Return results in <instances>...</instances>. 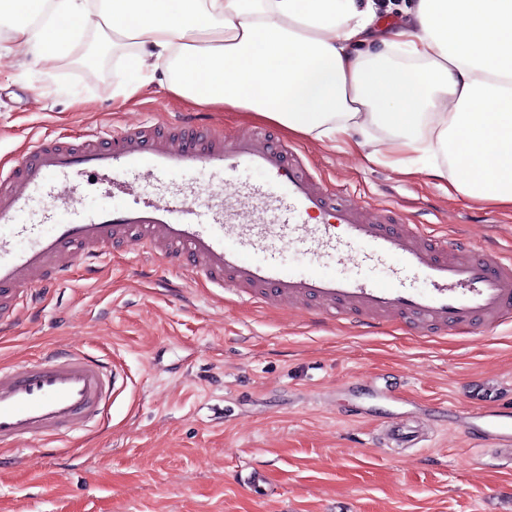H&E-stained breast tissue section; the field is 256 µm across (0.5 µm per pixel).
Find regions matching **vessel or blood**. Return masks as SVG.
Instances as JSON below:
<instances>
[{"mask_svg":"<svg viewBox=\"0 0 512 512\" xmlns=\"http://www.w3.org/2000/svg\"><path fill=\"white\" fill-rule=\"evenodd\" d=\"M93 174L111 186L99 202L82 189ZM130 244L314 324L377 331L397 320L468 334L512 321V254L500 246L432 234L354 197L331 202L301 153L266 130L227 134L186 115L164 128L42 138L0 172V334L37 290L69 281L79 265L94 274L106 248ZM124 379L76 348L1 366L0 447L65 441L105 423ZM461 422L475 445L512 457V403L464 411ZM421 438L393 414L375 441L410 448Z\"/></svg>","mask_w":512,"mask_h":512,"instance_id":"1","label":"vessel or blood"}]
</instances>
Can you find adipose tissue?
Segmentation results:
<instances>
[{"label":"adipose tissue","mask_w":512,"mask_h":512,"mask_svg":"<svg viewBox=\"0 0 512 512\" xmlns=\"http://www.w3.org/2000/svg\"><path fill=\"white\" fill-rule=\"evenodd\" d=\"M377 17L375 0H0L11 55L50 68L107 32L134 45L140 87L512 206V0H414L395 31Z\"/></svg>","instance_id":"ef3b65f1"}]
</instances>
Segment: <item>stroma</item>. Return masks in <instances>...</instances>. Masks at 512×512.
Here are the masks:
<instances>
[{"label": "stroma", "mask_w": 512, "mask_h": 512, "mask_svg": "<svg viewBox=\"0 0 512 512\" xmlns=\"http://www.w3.org/2000/svg\"><path fill=\"white\" fill-rule=\"evenodd\" d=\"M88 31L48 69L0 56V166L28 140L204 113L231 133L270 121L200 109L160 86L125 96L132 46L89 56ZM335 198L393 207L409 223L512 248V208L480 204L305 136ZM79 348L123 366L107 429L66 446L0 449V512H512V467L471 448L444 405L512 397V324L421 336L400 322L367 333L339 320L241 300L135 246L109 251L95 278L75 269L38 311L0 336V366ZM366 376L427 406L422 448H378L353 422L346 383Z\"/></svg>", "instance_id": "1"}]
</instances>
